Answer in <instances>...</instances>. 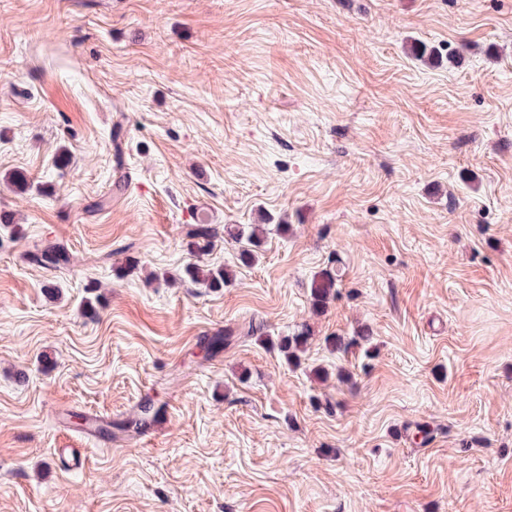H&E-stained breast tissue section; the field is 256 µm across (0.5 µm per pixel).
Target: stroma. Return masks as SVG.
I'll return each mask as SVG.
<instances>
[{
    "mask_svg": "<svg viewBox=\"0 0 512 512\" xmlns=\"http://www.w3.org/2000/svg\"><path fill=\"white\" fill-rule=\"evenodd\" d=\"M4 213L0 512H512V0H0ZM265 217L252 265L184 246ZM195 227L188 232L186 241V249L190 253H204L209 249L212 240L217 236L218 229L212 224L198 222ZM31 261L45 268H59L69 262V256L60 246L49 245L32 255ZM179 277L180 280L190 281L212 291H219L230 283L232 273L224 266L211 267L195 263L187 265ZM342 280V272L336 268H326L317 272L310 285V300L314 312H320L325 304L336 295ZM308 335L307 327L303 326L301 330L291 336H285L279 340L277 343L278 349L288 363H298L307 345Z\"/></svg>",
    "mask_w": 512,
    "mask_h": 512,
    "instance_id": "1",
    "label": "stroma"
}]
</instances>
